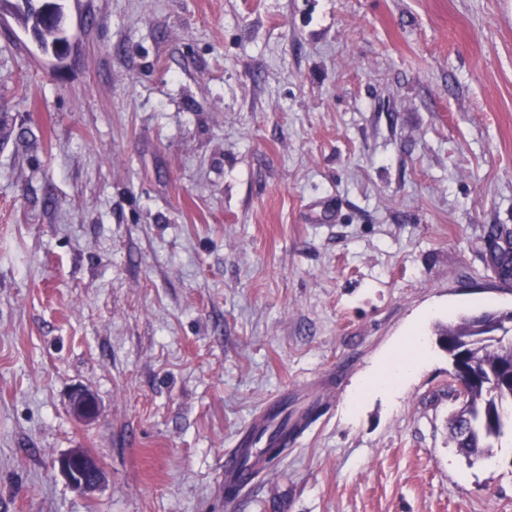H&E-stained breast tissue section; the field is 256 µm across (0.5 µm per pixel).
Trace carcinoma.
I'll return each mask as SVG.
<instances>
[{
  "label": "carcinoma",
  "instance_id": "cac0c4a2",
  "mask_svg": "<svg viewBox=\"0 0 512 512\" xmlns=\"http://www.w3.org/2000/svg\"><path fill=\"white\" fill-rule=\"evenodd\" d=\"M25 30L33 32L41 47L49 50L65 41L63 24L59 19L48 21L39 13L28 10L20 16ZM493 237L501 240L492 252L493 265L500 279H512V234L501 230ZM512 311L487 312L478 317L464 318L455 324L438 327V335L461 338L468 347L463 361V373L474 378L491 376L500 371L512 374V341L496 336L495 332H508ZM512 379L509 378L494 391L470 384L465 405L452 414L448 421V438L468 457L491 454V448L506 433L512 432ZM308 416L291 418L288 406L277 409L270 421L259 432L258 438H267L268 447L263 455L272 460L286 451V444L306 425ZM249 436V440H254Z\"/></svg>",
  "mask_w": 512,
  "mask_h": 512
}]
</instances>
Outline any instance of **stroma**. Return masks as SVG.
Here are the masks:
<instances>
[{"label":"stroma","mask_w":512,"mask_h":512,"mask_svg":"<svg viewBox=\"0 0 512 512\" xmlns=\"http://www.w3.org/2000/svg\"><path fill=\"white\" fill-rule=\"evenodd\" d=\"M60 3L58 66L0 7V512H512L435 335L512 310V0ZM281 396L316 417L226 499ZM494 239L502 240L503 245L496 244L492 252L493 265L500 279L509 281L512 277V237L511 232L496 230ZM411 344L413 353L409 356H402L395 359L379 376L377 382L381 386L396 388L417 370L419 365V351L421 348L420 336H413ZM72 413L82 419H92L98 414V405L93 395L84 389H75L70 395ZM59 471L72 489L81 494L97 490L103 481L99 459L86 448H74L58 461Z\"/></svg>","instance_id":"1"}]
</instances>
